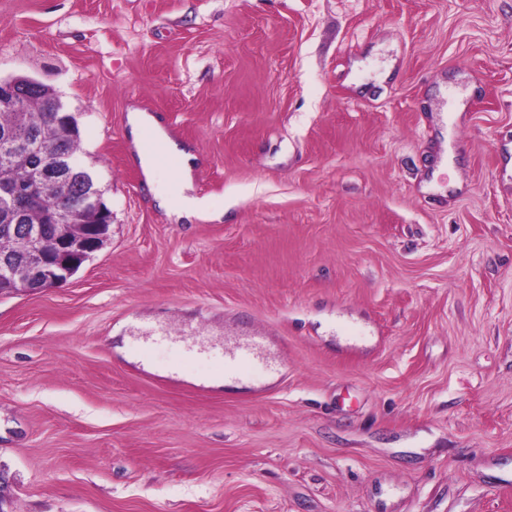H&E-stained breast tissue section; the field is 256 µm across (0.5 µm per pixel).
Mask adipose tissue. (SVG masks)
I'll return each mask as SVG.
<instances>
[{
  "mask_svg": "<svg viewBox=\"0 0 512 512\" xmlns=\"http://www.w3.org/2000/svg\"><path fill=\"white\" fill-rule=\"evenodd\" d=\"M127 124L134 141L139 142L148 137L154 138L161 153L175 162L174 178L162 184L156 179L159 165L155 158L146 154L139 157L147 186L158 206L180 218L192 219L204 216L208 210L206 200L190 193L193 154L166 133L155 115L132 111L127 115Z\"/></svg>",
  "mask_w": 512,
  "mask_h": 512,
  "instance_id": "adipose-tissue-1",
  "label": "adipose tissue"
}]
</instances>
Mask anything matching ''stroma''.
Listing matches in <instances>:
<instances>
[{
  "label": "stroma",
  "instance_id": "1",
  "mask_svg": "<svg viewBox=\"0 0 512 512\" xmlns=\"http://www.w3.org/2000/svg\"><path fill=\"white\" fill-rule=\"evenodd\" d=\"M16 76L112 226L0 293V512H512V0H0ZM134 108L214 218L154 205ZM243 344L239 390L186 355Z\"/></svg>",
  "mask_w": 512,
  "mask_h": 512
}]
</instances>
